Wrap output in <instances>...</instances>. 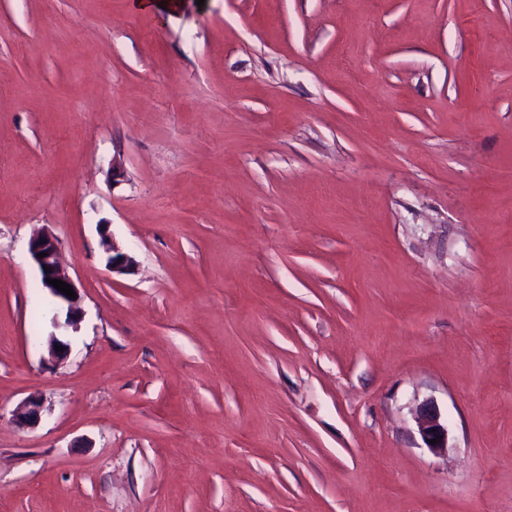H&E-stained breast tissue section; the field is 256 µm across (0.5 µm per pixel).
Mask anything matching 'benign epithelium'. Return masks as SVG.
Returning <instances> with one entry per match:
<instances>
[{
  "instance_id": "benign-epithelium-1",
  "label": "benign epithelium",
  "mask_w": 512,
  "mask_h": 512,
  "mask_svg": "<svg viewBox=\"0 0 512 512\" xmlns=\"http://www.w3.org/2000/svg\"><path fill=\"white\" fill-rule=\"evenodd\" d=\"M101 246L106 254V266L116 274H128L136 266L135 258L123 251L113 240L109 231V224H99ZM28 251L31 259L36 264L40 274V281L43 288L47 289L54 302L66 306V324L74 329L82 319L80 307L79 286L61 269L59 262V241L50 231L41 232L30 238ZM46 253L40 258L38 254ZM50 268L45 272L44 268ZM50 279H59L70 286L77 294V297L70 298L63 292L48 283ZM43 401L36 395L24 399L12 412V421L22 428L36 427L42 417ZM416 423L420 437L425 445L434 453H441L448 448V428L442 421L441 413L437 404L432 399L424 400L416 411ZM437 443H431V440Z\"/></svg>"
}]
</instances>
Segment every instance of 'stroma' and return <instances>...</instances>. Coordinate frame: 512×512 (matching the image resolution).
<instances>
[{
  "instance_id": "1",
  "label": "stroma",
  "mask_w": 512,
  "mask_h": 512,
  "mask_svg": "<svg viewBox=\"0 0 512 512\" xmlns=\"http://www.w3.org/2000/svg\"><path fill=\"white\" fill-rule=\"evenodd\" d=\"M130 2L0 0V512H512V0ZM99 234L101 246L106 254V265L116 274H129L136 266L135 258L123 251L113 240L109 231V224L100 223ZM28 251L31 259L37 266L43 288L48 290L56 304L66 306V324L73 329H77L83 315L80 307V288L77 283L61 269L58 238L48 230L34 235L29 240ZM42 252H46V256L37 258V254ZM44 267L50 268V273H46ZM47 278L59 279L72 286L76 298H68L63 292L59 291L53 285H50ZM42 412V399L39 396L31 395L13 410L12 421L22 428H34L40 423ZM416 423L420 437L426 448L434 453H441L448 448V428L442 421L437 404L432 399L424 400L416 411ZM436 429V432H432ZM438 439L435 444L429 440Z\"/></svg>"
}]
</instances>
